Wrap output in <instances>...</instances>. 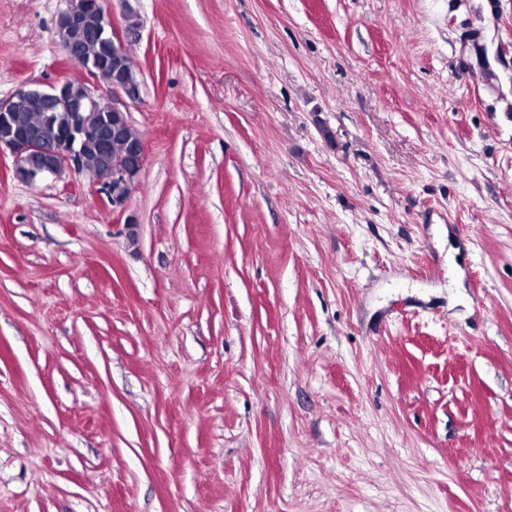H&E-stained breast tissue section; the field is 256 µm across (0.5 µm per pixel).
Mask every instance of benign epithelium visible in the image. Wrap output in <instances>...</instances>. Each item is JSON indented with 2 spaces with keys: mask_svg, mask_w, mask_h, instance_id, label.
Wrapping results in <instances>:
<instances>
[{
  "mask_svg": "<svg viewBox=\"0 0 512 512\" xmlns=\"http://www.w3.org/2000/svg\"><path fill=\"white\" fill-rule=\"evenodd\" d=\"M56 32L72 63L93 79L110 65L112 80L104 83V94L86 88L75 95L69 83L63 82L47 91L20 88L0 99V155L10 153L13 174L28 184L65 171L83 174V141L93 135L109 164L101 193L112 212L125 215L128 197L145 163L146 148L143 139L127 138V113L111 106L106 95L124 94L131 100L139 97L136 77L122 67L127 40L106 18L103 0H71L57 19ZM31 95L39 96L44 111L56 119V136L45 137L41 128L18 115Z\"/></svg>",
  "mask_w": 512,
  "mask_h": 512,
  "instance_id": "7a95c632",
  "label": "benign epithelium"
}]
</instances>
